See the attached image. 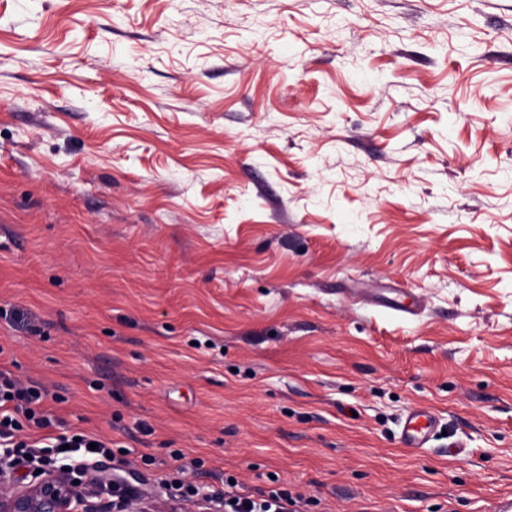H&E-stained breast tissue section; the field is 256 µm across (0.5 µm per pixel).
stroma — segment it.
Here are the masks:
<instances>
[{"instance_id": "stroma-1", "label": "stroma", "mask_w": 512, "mask_h": 512, "mask_svg": "<svg viewBox=\"0 0 512 512\" xmlns=\"http://www.w3.org/2000/svg\"><path fill=\"white\" fill-rule=\"evenodd\" d=\"M0 367L111 443L83 512H494L512 0H0ZM439 420L433 412L420 407L407 410L399 423V442L403 448L420 452L435 436ZM225 512H288V504L294 505L300 497H293L287 490L272 491L268 497L256 500L253 495L227 492L224 497ZM235 500V503H231Z\"/></svg>"}]
</instances>
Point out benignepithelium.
<instances>
[{
	"label": "benign epithelium",
	"mask_w": 512,
	"mask_h": 512,
	"mask_svg": "<svg viewBox=\"0 0 512 512\" xmlns=\"http://www.w3.org/2000/svg\"><path fill=\"white\" fill-rule=\"evenodd\" d=\"M74 468L45 470L22 488L0 470V512H79Z\"/></svg>",
	"instance_id": "1"
}]
</instances>
